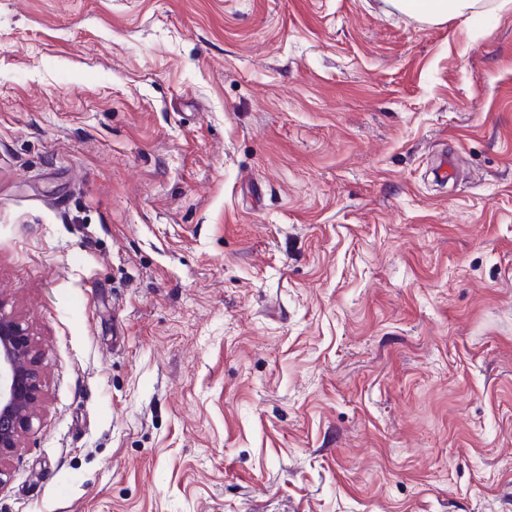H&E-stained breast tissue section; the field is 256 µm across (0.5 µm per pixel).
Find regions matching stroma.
Returning a JSON list of instances; mask_svg holds the SVG:
<instances>
[{
	"mask_svg": "<svg viewBox=\"0 0 512 512\" xmlns=\"http://www.w3.org/2000/svg\"><path fill=\"white\" fill-rule=\"evenodd\" d=\"M0 299V512H512V8L0 0ZM400 11L416 15L427 23H441L448 18L464 17L483 7L482 0H391ZM33 341L0 300V463L21 447L41 402Z\"/></svg>",
	"mask_w": 512,
	"mask_h": 512,
	"instance_id": "35a3bbf8",
	"label": "stroma"
}]
</instances>
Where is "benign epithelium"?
<instances>
[{
	"mask_svg": "<svg viewBox=\"0 0 512 512\" xmlns=\"http://www.w3.org/2000/svg\"><path fill=\"white\" fill-rule=\"evenodd\" d=\"M41 402L33 341L0 302V464L21 448Z\"/></svg>",
	"mask_w": 512,
	"mask_h": 512,
	"instance_id": "7a95c632",
	"label": "benign epithelium"
}]
</instances>
